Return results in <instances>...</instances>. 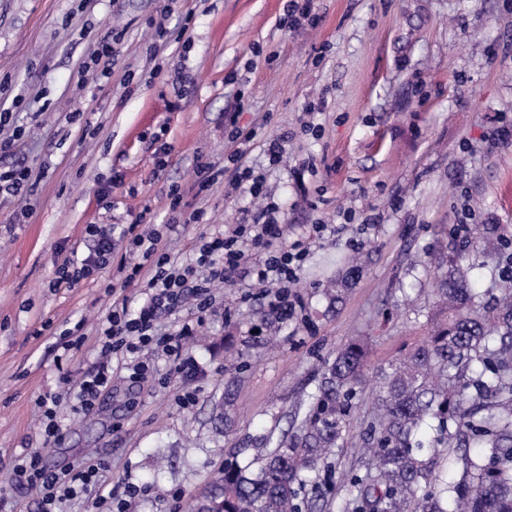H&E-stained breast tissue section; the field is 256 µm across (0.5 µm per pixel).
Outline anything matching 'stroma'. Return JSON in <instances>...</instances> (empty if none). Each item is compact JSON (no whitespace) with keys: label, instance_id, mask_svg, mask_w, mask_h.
Wrapping results in <instances>:
<instances>
[{"label":"stroma","instance_id":"1","mask_svg":"<svg viewBox=\"0 0 512 512\" xmlns=\"http://www.w3.org/2000/svg\"><path fill=\"white\" fill-rule=\"evenodd\" d=\"M284 5L0 0V110L26 130L0 166L32 172L21 194L0 193V497L17 512L40 510L13 471L29 452L49 470L99 465L96 486L60 512H97L107 493L125 512H193L230 449L288 430L346 341L367 340L376 372L424 339L432 255L459 248L470 226L512 238V0H312L314 24L296 29ZM109 34L111 76L81 74ZM237 129L252 139L234 141ZM201 162L224 178L200 194ZM245 171L290 236L325 227L288 287L290 319L252 280L214 288L213 313L184 344L195 376L158 357L155 380L118 372L91 415L74 414L112 289L133 310L142 298L114 262L73 288L51 287L55 270L86 254L88 225L121 230L141 214L189 262L201 234L250 209ZM197 209L204 221L190 223ZM354 254L364 267L330 303L324 290ZM78 323L80 346L58 353ZM227 395L233 426L220 433L213 404ZM42 397L56 399L63 432L48 448Z\"/></svg>","mask_w":512,"mask_h":512}]
</instances>
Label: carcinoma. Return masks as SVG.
<instances>
[{
    "instance_id": "1",
    "label": "carcinoma",
    "mask_w": 512,
    "mask_h": 512,
    "mask_svg": "<svg viewBox=\"0 0 512 512\" xmlns=\"http://www.w3.org/2000/svg\"><path fill=\"white\" fill-rule=\"evenodd\" d=\"M499 276L471 286V252L438 260L436 308L423 342L380 371L376 412L357 465L337 469L366 345L355 338L324 362L296 405L289 436L236 448L201 494L202 512H318L341 483L339 512H512V252Z\"/></svg>"
}]
</instances>
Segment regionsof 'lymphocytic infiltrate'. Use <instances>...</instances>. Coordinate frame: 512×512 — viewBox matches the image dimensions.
Wrapping results in <instances>:
<instances>
[{
    "label": "lymphocytic infiltrate",
    "instance_id": "f902f5d3",
    "mask_svg": "<svg viewBox=\"0 0 512 512\" xmlns=\"http://www.w3.org/2000/svg\"><path fill=\"white\" fill-rule=\"evenodd\" d=\"M273 206L254 213L250 219L237 224L231 232L201 236L194 247L195 259L190 264H180L162 245L157 235L138 233L136 225L126 230L133 248L142 252L141 262L133 264L125 284L137 288L144 303L137 313H130L126 301H113L101 328V349L97 362L80 379L70 395L75 413H93L99 396L112 381L113 361H120L129 378L147 382L154 377V368L141 360L142 352L149 351L166 356L176 370L194 376L198 369L185 358L181 339L193 335L192 324H183L178 333L161 335L156 330L159 314L176 313L186 298H193L198 316H206L213 304L211 289L214 283L230 284L248 277L258 283L275 279L279 289L269 301V306L279 317L291 316L294 304L286 289L297 277V271L308 249L307 237L289 239L288 227L282 224ZM113 228L92 224L88 234L93 246L88 255L79 260H69L58 267L53 287H72L81 278L102 268L113 260ZM253 248L258 261H249L245 250ZM14 470L23 478L27 488L39 492L42 512H58L63 499L84 491L97 480L98 465L68 464L58 470H46L38 455L19 456Z\"/></svg>",
    "mask_w": 512,
    "mask_h": 512
}]
</instances>
